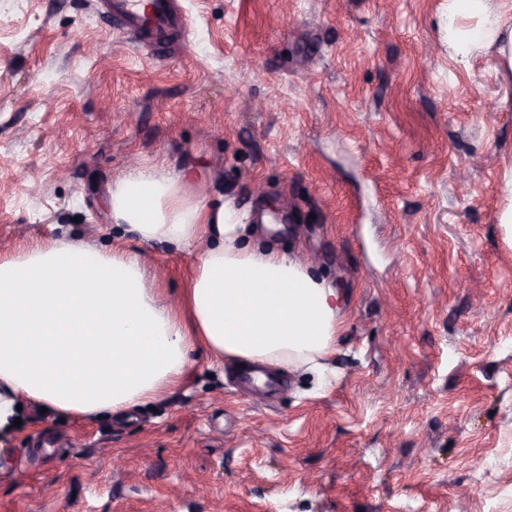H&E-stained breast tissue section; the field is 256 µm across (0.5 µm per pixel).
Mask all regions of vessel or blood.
<instances>
[{"mask_svg":"<svg viewBox=\"0 0 512 512\" xmlns=\"http://www.w3.org/2000/svg\"><path fill=\"white\" fill-rule=\"evenodd\" d=\"M108 14L114 31L150 55L182 24L176 0H112Z\"/></svg>","mask_w":512,"mask_h":512,"instance_id":"b4317fda","label":"vessel or blood"}]
</instances>
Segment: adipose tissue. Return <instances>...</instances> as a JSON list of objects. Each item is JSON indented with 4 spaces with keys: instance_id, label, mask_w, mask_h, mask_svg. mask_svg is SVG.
<instances>
[{
    "instance_id": "obj_1",
    "label": "adipose tissue",
    "mask_w": 512,
    "mask_h": 512,
    "mask_svg": "<svg viewBox=\"0 0 512 512\" xmlns=\"http://www.w3.org/2000/svg\"><path fill=\"white\" fill-rule=\"evenodd\" d=\"M479 27L448 41L460 59L503 23L487 0H449ZM185 174L129 169L107 204L142 243L195 250L179 301L155 286L143 253L46 238L0 257V427L25 400L82 419L123 414L181 387L205 348L253 367L322 374L346 323L347 295L297 254L243 243L235 211L192 201Z\"/></svg>"
}]
</instances>
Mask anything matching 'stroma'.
<instances>
[{
    "label": "stroma",
    "mask_w": 512,
    "mask_h": 512,
    "mask_svg": "<svg viewBox=\"0 0 512 512\" xmlns=\"http://www.w3.org/2000/svg\"><path fill=\"white\" fill-rule=\"evenodd\" d=\"M164 62L95 0H0V255L47 237L189 252L113 227L127 169L196 171L351 294L321 385L268 399L193 356L155 407L0 430V512H512V64L459 63L448 0H178ZM277 202L288 220L275 223Z\"/></svg>",
    "instance_id": "stroma-1"
}]
</instances>
